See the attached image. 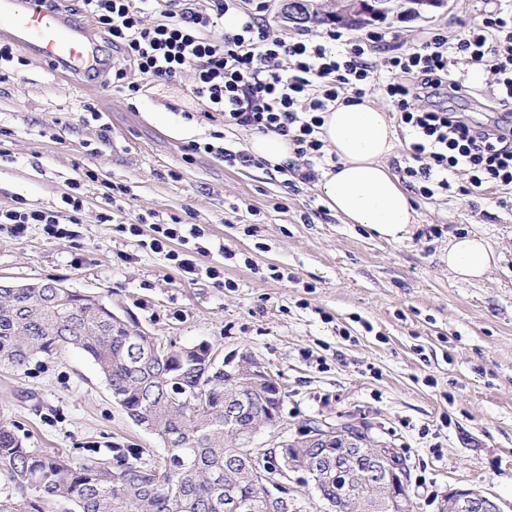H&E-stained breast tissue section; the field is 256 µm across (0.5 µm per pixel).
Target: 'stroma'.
Returning a JSON list of instances; mask_svg holds the SVG:
<instances>
[{"label": "stroma", "instance_id": "obj_1", "mask_svg": "<svg viewBox=\"0 0 512 512\" xmlns=\"http://www.w3.org/2000/svg\"><path fill=\"white\" fill-rule=\"evenodd\" d=\"M486 3L450 0L432 17L396 15L378 27L405 48L434 28L453 40ZM22 59V79L0 82V208L63 212L72 191L84 207L68 239L36 225L21 238L1 232L0 280L56 279L110 295L159 341L249 352L285 392L262 446L311 420L357 417L408 457L415 512H439L463 486L512 505V191L474 189L456 173L434 199L412 195L415 231L389 243L333 214L314 186L188 152L189 140L224 129L223 118L198 117L183 92L190 74L102 98L80 93L71 73ZM173 125L190 135H172ZM88 169L129 189L114 222L98 220L104 202L83 178ZM152 213L200 225L209 249L200 267L222 269L234 288L184 277L122 231ZM466 231L501 256L475 283L456 281L440 259L449 237ZM0 417L26 447L76 463L116 448L143 449L148 460L164 453L72 348L0 369Z\"/></svg>", "mask_w": 512, "mask_h": 512}]
</instances>
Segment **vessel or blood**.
I'll return each mask as SVG.
<instances>
[{"label": "vessel or blood", "mask_w": 512, "mask_h": 512, "mask_svg": "<svg viewBox=\"0 0 512 512\" xmlns=\"http://www.w3.org/2000/svg\"><path fill=\"white\" fill-rule=\"evenodd\" d=\"M0 37L51 69L74 74L84 87L101 93L107 89L100 46L89 26L52 7L51 0H0Z\"/></svg>", "instance_id": "vessel-or-blood-1"}]
</instances>
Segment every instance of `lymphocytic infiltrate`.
<instances>
[{
    "mask_svg": "<svg viewBox=\"0 0 512 512\" xmlns=\"http://www.w3.org/2000/svg\"><path fill=\"white\" fill-rule=\"evenodd\" d=\"M80 2L127 61L112 69L116 91L139 94L155 82L191 73L189 97L204 116H222L225 138L242 129L287 137L302 161L300 182L317 181L315 166L327 159L324 112L336 101L371 96L390 103L409 132L401 173L417 182L420 196L433 198L459 171L473 187L512 190V10L497 7L481 14L456 41L434 29L403 50L392 46L385 31L352 36L331 29L317 38L304 32L270 34L267 0ZM226 15L233 16L232 25L217 31V19ZM461 63L489 76L492 106L502 111V119L472 121L438 104L445 90H462V81L453 77ZM131 67L139 81H128ZM418 100L427 101V108H415ZM64 201L73 211L65 220L51 210L0 209V231L21 237L36 224L47 238L72 237L84 201L71 194ZM127 230L148 236L150 250L185 274L203 271L186 250L190 240L202 237L199 225L176 220L147 230L131 224ZM203 272L221 277L214 267Z\"/></svg>",
    "mask_w": 512,
    "mask_h": 512,
    "instance_id": "1",
    "label": "lymphocytic infiltrate"
}]
</instances>
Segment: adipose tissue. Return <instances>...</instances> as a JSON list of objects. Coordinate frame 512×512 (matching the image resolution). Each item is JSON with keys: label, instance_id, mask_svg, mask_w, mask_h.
I'll list each match as a JSON object with an SVG mask.
<instances>
[{"label": "adipose tissue", "instance_id": "ef3b65f1", "mask_svg": "<svg viewBox=\"0 0 512 512\" xmlns=\"http://www.w3.org/2000/svg\"><path fill=\"white\" fill-rule=\"evenodd\" d=\"M323 139L338 158L317 183L329 210L366 227L388 242L409 239L417 223L410 196L386 160L398 143L387 109L369 98L340 103L323 116ZM456 280L475 282L498 262L488 240L477 233L451 236L441 256Z\"/></svg>", "mask_w": 512, "mask_h": 512}]
</instances>
